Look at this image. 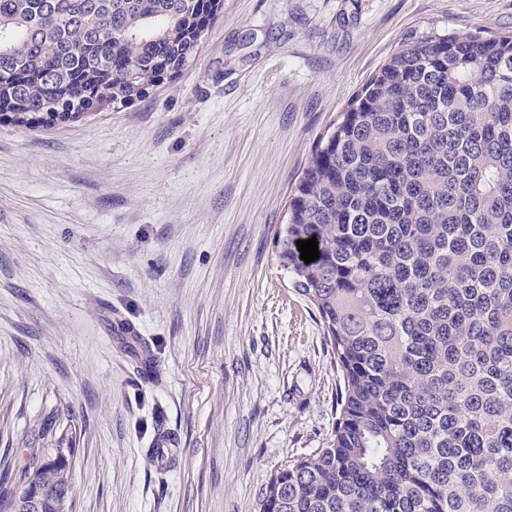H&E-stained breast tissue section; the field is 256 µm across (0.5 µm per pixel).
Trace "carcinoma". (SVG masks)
I'll list each match as a JSON object with an SVG mask.
<instances>
[{"label": "carcinoma", "mask_w": 512, "mask_h": 512, "mask_svg": "<svg viewBox=\"0 0 512 512\" xmlns=\"http://www.w3.org/2000/svg\"><path fill=\"white\" fill-rule=\"evenodd\" d=\"M219 11L0 0V121L136 103ZM276 243L342 385L328 445L279 468L260 512H512V34L408 36L320 137ZM73 453L1 464L0 512H71Z\"/></svg>", "instance_id": "carcinoma-1"}]
</instances>
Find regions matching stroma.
I'll return each instance as SVG.
<instances>
[{"mask_svg":"<svg viewBox=\"0 0 512 512\" xmlns=\"http://www.w3.org/2000/svg\"><path fill=\"white\" fill-rule=\"evenodd\" d=\"M432 26L512 33V0H224L142 101L0 122V460L73 449L74 512H259L326 447L341 373L275 234L320 136Z\"/></svg>","mask_w":512,"mask_h":512,"instance_id":"stroma-1","label":"stroma"}]
</instances>
